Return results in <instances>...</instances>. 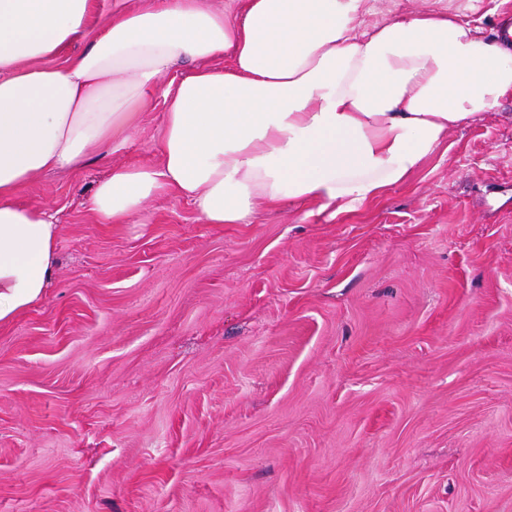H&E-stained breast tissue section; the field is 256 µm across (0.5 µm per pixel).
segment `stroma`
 Masks as SVG:
<instances>
[{"label": "stroma", "instance_id": "obj_1", "mask_svg": "<svg viewBox=\"0 0 512 512\" xmlns=\"http://www.w3.org/2000/svg\"><path fill=\"white\" fill-rule=\"evenodd\" d=\"M492 0H371L367 24ZM161 79L126 143L24 186L53 207L46 295L0 325V512H512V98L336 217L206 224L157 163Z\"/></svg>", "mask_w": 512, "mask_h": 512}]
</instances>
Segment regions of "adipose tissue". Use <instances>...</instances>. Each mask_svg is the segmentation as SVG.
<instances>
[{
	"label": "adipose tissue",
	"mask_w": 512,
	"mask_h": 512,
	"mask_svg": "<svg viewBox=\"0 0 512 512\" xmlns=\"http://www.w3.org/2000/svg\"><path fill=\"white\" fill-rule=\"evenodd\" d=\"M367 2L0 0V324L57 269L55 214L18 191L124 143L175 65L160 160L112 167L87 202L96 223L170 193L206 224L286 201L355 211L512 95V37L480 16L428 8L369 26Z\"/></svg>",
	"instance_id": "1"
}]
</instances>
